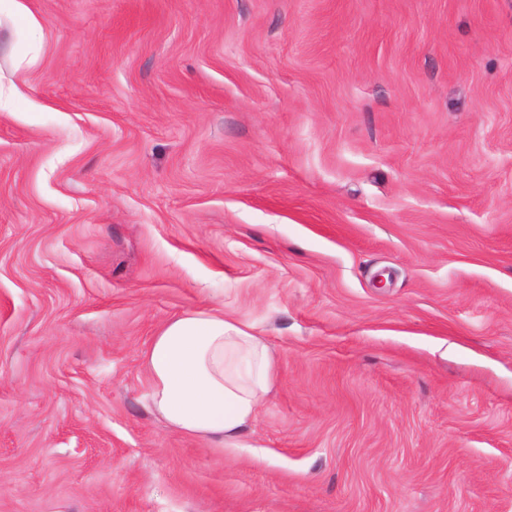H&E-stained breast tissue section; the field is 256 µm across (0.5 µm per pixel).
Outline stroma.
<instances>
[{
    "mask_svg": "<svg viewBox=\"0 0 512 512\" xmlns=\"http://www.w3.org/2000/svg\"><path fill=\"white\" fill-rule=\"evenodd\" d=\"M0 12V512H512V0ZM223 309L239 446L146 406ZM143 358L152 411L173 432L222 452L256 421L276 374L263 337L212 308L166 322Z\"/></svg>",
    "mask_w": 512,
    "mask_h": 512,
    "instance_id": "35a3bbf8",
    "label": "stroma"
}]
</instances>
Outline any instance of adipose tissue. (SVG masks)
<instances>
[{
    "instance_id": "1",
    "label": "adipose tissue",
    "mask_w": 512,
    "mask_h": 512,
    "mask_svg": "<svg viewBox=\"0 0 512 512\" xmlns=\"http://www.w3.org/2000/svg\"><path fill=\"white\" fill-rule=\"evenodd\" d=\"M143 358L152 411L173 432L219 450L235 447L256 421L276 374L263 337L212 308L166 322Z\"/></svg>"
}]
</instances>
